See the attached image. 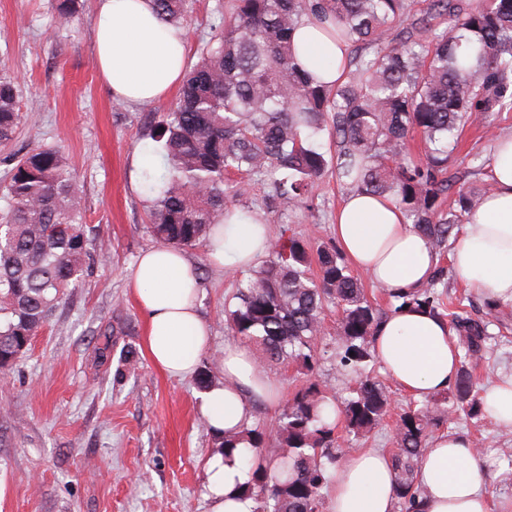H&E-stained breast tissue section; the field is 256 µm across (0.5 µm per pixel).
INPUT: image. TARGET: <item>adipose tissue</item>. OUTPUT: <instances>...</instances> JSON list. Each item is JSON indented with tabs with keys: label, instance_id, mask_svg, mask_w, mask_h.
I'll use <instances>...</instances> for the list:
<instances>
[{
	"label": "adipose tissue",
	"instance_id": "obj_1",
	"mask_svg": "<svg viewBox=\"0 0 512 512\" xmlns=\"http://www.w3.org/2000/svg\"><path fill=\"white\" fill-rule=\"evenodd\" d=\"M329 27L326 21L304 22L293 41L302 64L332 85L341 77L347 50L328 36ZM94 63L113 96L131 104L162 99L183 77L185 36L159 19L150 0H97ZM489 174L494 189L470 214L451 260L469 288L506 305L512 304V135L497 140ZM333 231L350 264L388 293L415 291L434 274L437 258L427 239L392 201L348 194ZM272 242L260 215L237 209L208 240L206 254L222 266L254 268ZM128 285L145 319L144 346L153 364L174 378L194 377L210 347L211 329L199 310V282L187 254L174 247L146 250ZM374 348L388 376L415 399L444 392L459 366L453 330L416 306L389 314L375 333ZM220 357L224 380L202 391L198 401L201 416L217 435L250 425L252 398L271 401L279 393L278 383L247 346L226 343ZM246 479L239 453L219 450L208 456L202 483L208 512H254V500L240 491ZM417 479L427 490L424 512H491L485 471L466 438L436 437ZM394 504L390 457L367 451L345 458L330 512H394Z\"/></svg>",
	"mask_w": 512,
	"mask_h": 512
}]
</instances>
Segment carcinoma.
<instances>
[{
	"instance_id": "carcinoma-1",
	"label": "carcinoma",
	"mask_w": 512,
	"mask_h": 512,
	"mask_svg": "<svg viewBox=\"0 0 512 512\" xmlns=\"http://www.w3.org/2000/svg\"><path fill=\"white\" fill-rule=\"evenodd\" d=\"M222 0L211 37L187 74L175 109L148 136L162 143L163 174L146 169L149 229L166 245L195 247L210 239L226 210L248 194L241 173L269 187V204L293 217L312 198L324 172L350 192L386 197L404 211L437 254L458 225L490 193L492 183L465 186L448 174V159L467 124L512 107V0ZM160 18L187 21L190 0H152ZM80 0H58L57 21L79 19ZM451 22L439 28L437 20ZM332 20L336 41L358 50L343 80L327 85L296 55L293 35L304 21ZM394 31L391 41L384 35ZM20 124L17 79L0 73V146ZM419 134L425 160L405 157ZM0 370L27 354L70 288L110 258V243L89 246L85 210L64 150L34 148L15 160L0 189ZM317 271H312V266ZM233 305L224 307L232 333L254 343L263 362L295 363L307 376L281 409L275 428L248 426L212 436L213 446L245 449L243 491L255 512H324L322 490L336 464L388 413V386L369 365L381 311L335 245L312 248L285 228L261 264L242 275ZM392 301L448 321L461 349L448 393L409 404L395 426L391 453L398 512H418L426 489L419 464L433 429L459 413L486 415L474 368L486 362L488 324L503 318L485 301L473 319L444 302L436 281ZM340 313L336 368L356 375L336 405L315 379V347L325 335L324 307ZM343 418L353 439L335 434Z\"/></svg>"
}]
</instances>
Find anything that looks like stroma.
<instances>
[{"label": "stroma", "mask_w": 512, "mask_h": 512, "mask_svg": "<svg viewBox=\"0 0 512 512\" xmlns=\"http://www.w3.org/2000/svg\"><path fill=\"white\" fill-rule=\"evenodd\" d=\"M218 0H194L182 30L188 61L196 63L209 40ZM96 0H83L73 25L55 23V0H0V68L20 85L21 123L9 149L0 148V183L8 179L7 153L64 146L85 201L87 236L111 242V258L60 300L26 357L0 371V512H207L202 468L214 451L197 409L193 380L158 370L144 348L145 322L128 288L140 253L156 247L147 229L143 198L129 187L128 160L150 145L149 128L174 108L179 95L130 105L114 97L94 64ZM512 134V109L491 125L462 133L461 152L448 164L462 182L488 176L501 136ZM332 175L313 191L294 229L333 243L332 217L345 198ZM212 326L211 354L235 336L224 305L236 292L240 269L217 266L204 246L187 249ZM506 325L488 331L491 354L478 375L482 384L512 377V305ZM137 351L115 381L122 348ZM266 371L281 386L278 402L252 401L253 422L271 426L305 377L296 365L271 362ZM392 405L381 426L359 449L391 453L394 423L409 397L390 388ZM441 432L467 437L479 448L492 504L512 501V485L499 475L512 458V428L492 418L462 416Z\"/></svg>", "instance_id": "35a3bbf8"}]
</instances>
